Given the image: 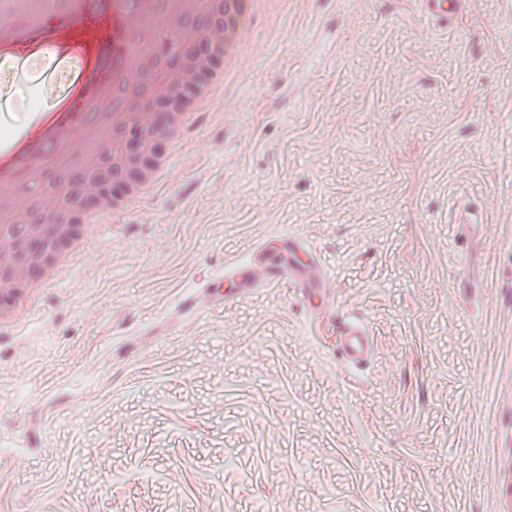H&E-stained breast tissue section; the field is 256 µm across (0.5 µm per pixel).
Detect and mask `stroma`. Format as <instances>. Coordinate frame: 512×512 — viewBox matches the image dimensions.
<instances>
[{
  "mask_svg": "<svg viewBox=\"0 0 512 512\" xmlns=\"http://www.w3.org/2000/svg\"><path fill=\"white\" fill-rule=\"evenodd\" d=\"M82 70L0 59V145ZM152 194L0 328V512H497L512 457V0H264ZM289 283L183 313L278 236ZM366 322V365L332 329ZM284 249L276 255L270 256L265 265V274L261 285L278 284L280 282H291L295 288L303 294L317 293L314 284L303 279L300 275L302 269V254H304L294 243L284 241Z\"/></svg>",
  "mask_w": 512,
  "mask_h": 512,
  "instance_id": "1",
  "label": "stroma"
}]
</instances>
